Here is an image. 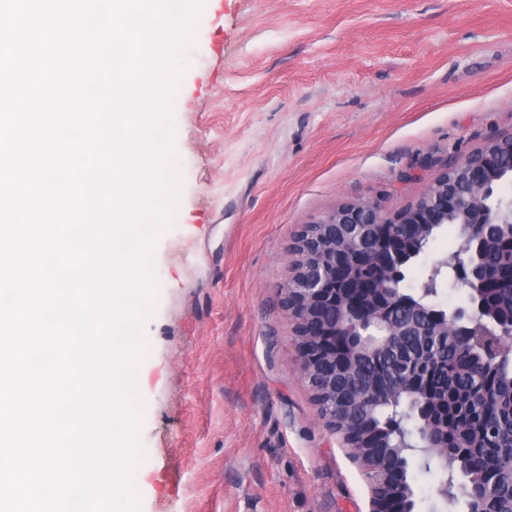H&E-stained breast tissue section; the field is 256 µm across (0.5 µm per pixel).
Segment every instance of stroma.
Masks as SVG:
<instances>
[{"instance_id":"1","label":"stroma","mask_w":512,"mask_h":512,"mask_svg":"<svg viewBox=\"0 0 512 512\" xmlns=\"http://www.w3.org/2000/svg\"><path fill=\"white\" fill-rule=\"evenodd\" d=\"M173 108L180 191L136 381L141 512H368L279 306L300 225L391 214L512 135V0H204ZM447 227L405 269L456 250ZM409 461L416 512H466Z\"/></svg>"}]
</instances>
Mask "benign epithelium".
<instances>
[{"label":"benign epithelium","mask_w":512,"mask_h":512,"mask_svg":"<svg viewBox=\"0 0 512 512\" xmlns=\"http://www.w3.org/2000/svg\"><path fill=\"white\" fill-rule=\"evenodd\" d=\"M507 149L508 175H503L502 149ZM512 184V136L489 142L456 164L440 169L428 190L416 201L391 215L383 213L371 198L346 201L329 214L303 224L291 236L288 252L295 262L281 288L280 306L293 323L295 362L308 383L324 424L340 435L348 456L368 470V449L376 447L382 432L358 428L336 415L330 398L318 379L319 366L345 361L356 352L375 358L390 350L392 339L402 332L394 321V309L413 307L421 312L429 329L451 332L476 356L489 373L498 374V364L474 341L476 328L512 342V312H501L487 301L486 289L502 275L512 277V265L502 270L480 265L486 238L470 234L465 248L453 258L456 274L469 283L468 305L451 311L435 300L425 284L410 291L397 286L395 268L402 260L401 241L389 233V225L403 224L408 235L424 224H446L452 217L461 224H502L497 237L500 249L512 256V197L501 188ZM423 364L407 362L403 376L394 377L388 400L413 424L405 455L396 457V467L382 475V487L370 486L369 512H413L411 495L395 490L408 467V453H431L436 447V424L429 398L417 390ZM468 512H496L490 500L476 488L465 495Z\"/></svg>","instance_id":"obj_1"}]
</instances>
